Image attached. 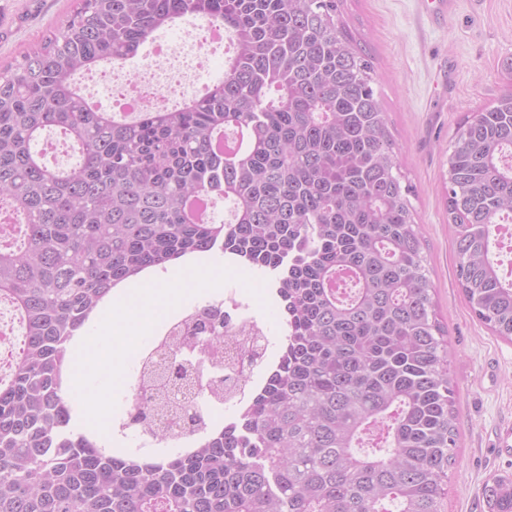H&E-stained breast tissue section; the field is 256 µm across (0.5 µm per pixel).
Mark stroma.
<instances>
[{
	"instance_id": "stroma-1",
	"label": "stroma",
	"mask_w": 512,
	"mask_h": 512,
	"mask_svg": "<svg viewBox=\"0 0 512 512\" xmlns=\"http://www.w3.org/2000/svg\"><path fill=\"white\" fill-rule=\"evenodd\" d=\"M75 5L76 0H0V70L42 42ZM340 9L341 21L375 63L373 87L400 151L403 181L412 188L438 312L448 329L458 434L442 512H489L486 485L496 477L512 479V456L495 449L499 429L512 426V341L479 323L456 282L443 175L458 122L491 102L506 83L512 0H452L440 12L432 0H342ZM202 260L206 288L190 280L174 284L161 306L150 302L145 282L123 290L124 306L149 319L148 334L137 346L121 335L106 338L116 353L118 380L106 392L103 413L115 440L129 451H138L141 436L117 427L136 389V356L153 346L174 307L222 298L228 288L254 289L273 342L285 334L282 306L266 275L243 265L228 267L219 251Z\"/></svg>"
}]
</instances>
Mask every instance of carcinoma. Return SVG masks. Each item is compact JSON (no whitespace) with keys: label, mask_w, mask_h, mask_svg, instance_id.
Wrapping results in <instances>:
<instances>
[{"label":"carcinoma","mask_w":512,"mask_h":512,"mask_svg":"<svg viewBox=\"0 0 512 512\" xmlns=\"http://www.w3.org/2000/svg\"><path fill=\"white\" fill-rule=\"evenodd\" d=\"M339 0H78L52 35L0 71V299L22 344L0 382V512H442L456 447L448 340L372 86L371 57ZM186 16L224 28V79L132 121L90 104L78 78L136 57ZM246 130L228 154L218 137ZM56 129L76 162L37 145ZM445 203L456 276L475 317L512 340V281L492 257L512 224V87L465 116L448 143ZM232 219L197 222L199 196ZM219 250L271 276L285 314L276 365L220 430L207 404L168 414L135 393L124 428L163 442L156 459L104 449L73 425L67 349L112 290ZM225 343V364L261 357L206 304L179 330ZM154 358L177 379L183 354ZM224 387L228 395L217 389ZM512 512V479L485 489Z\"/></svg>","instance_id":"carcinoma-1"}]
</instances>
